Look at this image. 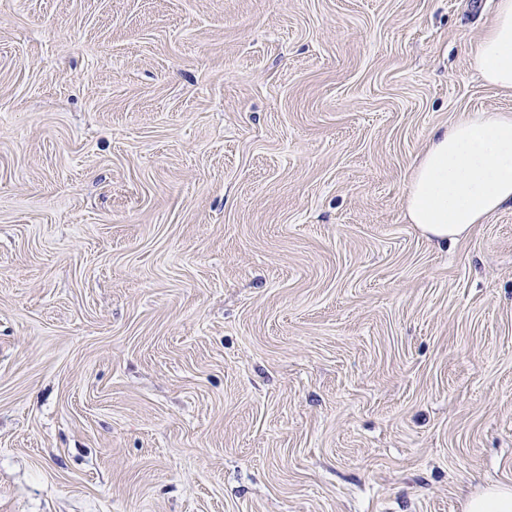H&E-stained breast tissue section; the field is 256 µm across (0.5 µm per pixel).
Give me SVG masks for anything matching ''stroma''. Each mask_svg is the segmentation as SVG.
<instances>
[{
  "mask_svg": "<svg viewBox=\"0 0 512 512\" xmlns=\"http://www.w3.org/2000/svg\"><path fill=\"white\" fill-rule=\"evenodd\" d=\"M495 5L0 0V512L512 486V205L404 209Z\"/></svg>",
  "mask_w": 512,
  "mask_h": 512,
  "instance_id": "1",
  "label": "stroma"
}]
</instances>
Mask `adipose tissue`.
I'll return each mask as SVG.
<instances>
[{
  "mask_svg": "<svg viewBox=\"0 0 512 512\" xmlns=\"http://www.w3.org/2000/svg\"><path fill=\"white\" fill-rule=\"evenodd\" d=\"M487 84L512 90V0H499L471 56ZM512 202V116L483 111L432 132L412 166L404 208L429 238L452 242Z\"/></svg>",
  "mask_w": 512,
  "mask_h": 512,
  "instance_id": "1",
  "label": "adipose tissue"
}]
</instances>
